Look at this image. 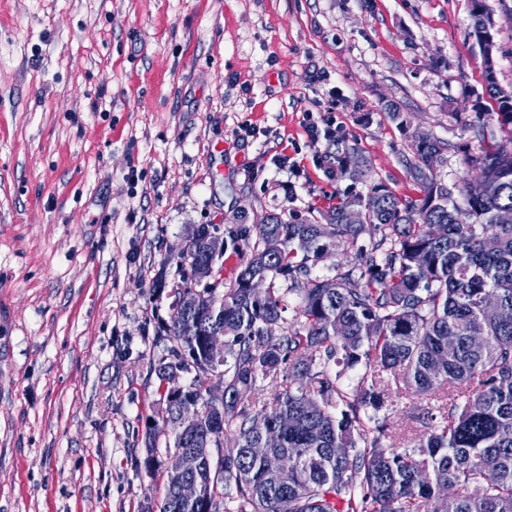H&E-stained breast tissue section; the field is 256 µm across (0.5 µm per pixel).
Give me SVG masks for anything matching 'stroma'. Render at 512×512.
<instances>
[{
    "label": "stroma",
    "instance_id": "1",
    "mask_svg": "<svg viewBox=\"0 0 512 512\" xmlns=\"http://www.w3.org/2000/svg\"><path fill=\"white\" fill-rule=\"evenodd\" d=\"M512 90V0H485ZM471 0H0V512H144L163 473L161 336L192 226L316 216L367 184L410 200L418 133L437 174L512 129L493 108ZM100 111H93V104ZM331 119L311 141L305 114ZM362 159L366 183L343 177ZM401 440L433 399L393 394Z\"/></svg>",
    "mask_w": 512,
    "mask_h": 512
}]
</instances>
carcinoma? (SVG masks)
<instances>
[{
  "label": "carcinoma",
  "mask_w": 512,
  "mask_h": 512,
  "mask_svg": "<svg viewBox=\"0 0 512 512\" xmlns=\"http://www.w3.org/2000/svg\"><path fill=\"white\" fill-rule=\"evenodd\" d=\"M495 117L512 128V99H504L495 76L484 72ZM449 145L428 137L414 144L409 172L421 186L414 200H401L374 183L324 214L263 216L250 256L224 287V265L214 271L207 310L172 313L166 336L177 344L178 362L161 364L163 376L193 365L195 377L172 408L196 405L198 419L174 436L183 453L231 440L220 467L193 457L183 471L205 485L195 504L179 501L165 470L159 512H222L224 489L235 485L234 512H512V224L495 223L512 209V141L489 143L468 165L476 185L448 191L433 173V156ZM372 236L367 245L363 235ZM181 256V266L207 260L201 241ZM277 235L282 250L269 255L265 239ZM331 245L354 250L353 278L311 277V266ZM263 275L268 292L254 301L247 280ZM299 295L296 324L284 326L285 294L276 280ZM493 297L498 314L485 317ZM347 335L336 336V325ZM230 331L220 372L204 348L207 332ZM341 367L335 375L330 364ZM289 366L288 389L255 411L241 403L260 394L259 381ZM357 370L348 391L346 371ZM217 378L224 404L204 399ZM406 387L435 397L447 392L429 431L397 448L387 425L388 398ZM294 422L272 452L284 460L281 481L267 480L263 463L248 449L282 418Z\"/></svg>",
  "instance_id": "obj_1"
}]
</instances>
